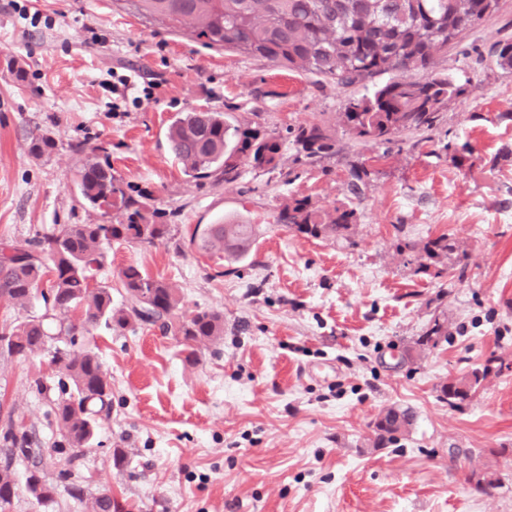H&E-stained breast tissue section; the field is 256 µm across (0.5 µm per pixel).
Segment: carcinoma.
<instances>
[{
  "instance_id": "1",
  "label": "carcinoma",
  "mask_w": 512,
  "mask_h": 512,
  "mask_svg": "<svg viewBox=\"0 0 512 512\" xmlns=\"http://www.w3.org/2000/svg\"><path fill=\"white\" fill-rule=\"evenodd\" d=\"M141 15L161 23L169 32L186 33L209 49L233 50L278 66L336 82L338 86L360 84L365 92L347 100L336 124L354 143L377 145L396 142L404 133L433 130L448 104L468 92L469 81L453 80L436 73L424 80L391 77L395 72L431 70L437 57L448 51L460 34L448 33V14L456 15L462 29L484 19L481 0H133ZM497 64L512 70V38L497 42ZM286 139L274 130L252 122L232 123L225 113L192 109L182 113L168 128L169 148L183 173L194 179L215 178L226 185L242 176V163L255 172L271 173L284 165V148L290 145L293 162L313 163L336 153V135L331 126L303 123L287 129ZM85 154L76 174L83 200L95 208L115 213L111 224H63L49 234H36L22 242H0V300L28 307L44 266L54 270L51 281L52 310L77 311L81 321L60 324L59 334L69 337V346L53 349L51 365L64 375L72 391L54 404L61 439L54 448H68L69 465L93 445L98 419L110 413L112 385L98 353L76 347L77 333L100 322L108 329L123 330L133 323L158 327L176 338L186 359L196 355V345L224 336V314L196 311L176 314L177 289L164 279L152 278L129 265L119 272L124 301L112 305V288L91 284L103 265L104 247L114 241L153 244L173 237L168 213L158 208L152 195L135 191L112 172L108 157L97 149ZM347 189L358 195L370 172L362 165L348 170ZM273 223L313 238L346 240L358 212L348 204L323 207L308 197L283 199L271 214ZM254 224H211L203 231L200 248L224 256L229 263L244 259L256 242ZM399 251H422L441 263L464 252L448 236L423 244L406 241ZM7 349L0 356L24 357L46 348L51 335L44 319L32 317L0 332ZM448 340V323L433 319L417 345L437 347ZM490 366L469 376L450 379L439 386L443 402L458 408L469 400L475 387L490 374ZM414 414L407 408L387 407L372 425V443L379 447L396 442L407 433ZM33 452L27 433L11 435L0 448V512L11 503L14 459ZM28 488L42 502L53 499L55 487L30 472Z\"/></svg>"
}]
</instances>
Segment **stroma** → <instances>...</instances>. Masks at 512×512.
Listing matches in <instances>:
<instances>
[{
  "label": "stroma",
  "instance_id": "35a3bbf8",
  "mask_svg": "<svg viewBox=\"0 0 512 512\" xmlns=\"http://www.w3.org/2000/svg\"><path fill=\"white\" fill-rule=\"evenodd\" d=\"M512 38V0L468 28L436 60L470 77L428 138L359 145L289 175L245 170L233 185L185 176L166 130L201 107L266 129L334 120L362 86L342 88L234 51L208 49L137 14L128 0H0V241L61 224H102L85 203L75 144L102 147L125 182L150 191L178 232L154 246L115 241L97 275L123 290L128 265L168 280L180 315L224 314V336L187 360L174 337L133 324L96 327L77 344L101 355L112 412L75 463L72 497L52 446L61 376L49 354L0 357V435L15 427L42 450L51 502L27 489L31 461L12 466L6 512H92L110 494L123 512H512V71L492 47ZM131 78L122 86L120 76ZM55 148L35 158L33 136ZM370 178L348 193L350 162ZM349 203L360 220L346 240L269 223L283 198ZM236 219L259 227L235 273L192 235ZM448 235L464 265L418 272L401 240ZM448 322L434 349L415 343ZM491 365L461 407L438 387ZM415 421L373 447L385 408ZM494 487L478 489L479 474Z\"/></svg>",
  "mask_w": 512,
  "mask_h": 512
}]
</instances>
